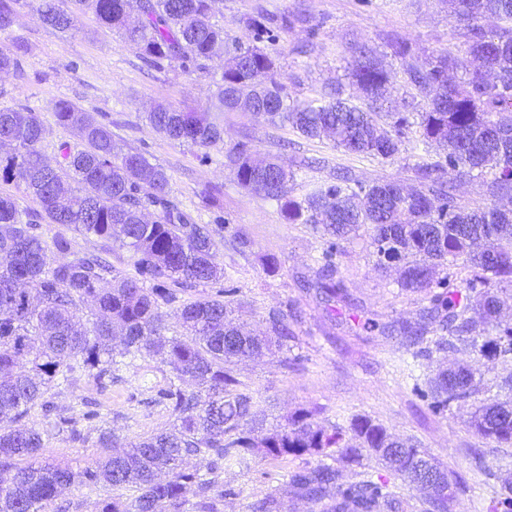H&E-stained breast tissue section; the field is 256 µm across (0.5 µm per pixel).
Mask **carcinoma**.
Here are the masks:
<instances>
[{
    "label": "carcinoma",
    "instance_id": "1",
    "mask_svg": "<svg viewBox=\"0 0 512 512\" xmlns=\"http://www.w3.org/2000/svg\"><path fill=\"white\" fill-rule=\"evenodd\" d=\"M215 0H0V30L11 26L19 7L36 5L42 21L60 33L71 29L75 9L92 12L99 24L136 46L149 61L167 60L187 68L225 53L214 103L203 112L159 104L147 113L149 124L171 141L199 148L224 142L218 113L251 112L272 124L290 125L307 139L328 136L347 153L388 159L399 151L411 122L400 112L382 113L390 72L366 44L351 47L352 84L365 106L341 97V91L298 102L287 86L268 80L274 58L257 46L273 30L286 32V15L262 12L248 18L254 43L232 42L226 48L224 28L212 22ZM468 20L463 37L466 56H433L404 70L405 82L430 95L419 127L425 140L443 147L437 159L414 167V185L406 189L386 180L363 182L342 171L336 182L303 200L289 196L290 172L278 161L254 166L244 147L231 158L238 183L276 202L290 224H311L328 243L324 263L309 286L325 302L346 305L348 288L333 261L340 242L367 227L384 272L400 268L397 284L420 292L427 305L421 322L396 328L413 356L430 359L440 353L476 354L489 363L512 357V321L498 314V293L512 288V211L499 201L512 198V0H449ZM139 13L130 28L127 16ZM499 20L495 30L479 23ZM27 51L17 40L0 50V72L21 74ZM463 68L457 84L449 73ZM53 115L58 125L76 131L79 143L59 147L55 167L46 170L40 150L45 125L24 107L0 109V132L14 134L10 151L0 152V180L13 183L39 209L14 195L0 196V470H15L0 483V512H45L60 491L75 481L96 486L134 488L129 502L114 499L100 512H188L198 497L202 512H216L215 502L239 495L219 480L225 467L247 469L268 458L329 454L363 466L372 459L387 474L367 471L345 478L326 463L290 475L299 497L324 504V512H405L395 481L420 494L425 512H450L454 494L430 484V475L446 473L411 439H401L367 416L345 428L319 425L302 408L267 424L258 418L254 397L240 389L234 365L264 356L295 339L294 311L273 309L265 331L253 335L230 315L237 303L235 288L179 302V294L216 284L224 277L217 260V229L194 224L169 198L170 175L137 151L115 141L112 131L75 103L59 99ZM392 119L381 124V116ZM483 179L487 202L464 205L456 183ZM160 209L153 221L143 208ZM60 224L116 243L133 253L135 274L123 276L95 254L71 260L51 258L40 221ZM463 260L471 274L436 276V268ZM95 313L82 316L81 305ZM180 303L183 333L168 334L161 308ZM437 333L427 338L429 332ZM157 357L176 379L187 376L194 388L175 383L160 392L171 406L174 430L128 443L102 436L104 447L121 448L82 471L38 465L44 442L34 427L20 422L35 405L55 410L45 395L57 377L79 360L97 380L112 375L123 359ZM480 384L467 365L446 368L428 379L424 396L431 410L443 415L457 403L476 399ZM469 426L484 439L512 445V399L479 405ZM196 457L211 478L183 466ZM32 463L15 468V461ZM490 512H512V483L490 506Z\"/></svg>",
    "mask_w": 512,
    "mask_h": 512
}]
</instances>
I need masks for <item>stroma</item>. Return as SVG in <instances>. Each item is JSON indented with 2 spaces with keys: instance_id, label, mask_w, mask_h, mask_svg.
<instances>
[{
  "instance_id": "stroma-1",
  "label": "stroma",
  "mask_w": 512,
  "mask_h": 512,
  "mask_svg": "<svg viewBox=\"0 0 512 512\" xmlns=\"http://www.w3.org/2000/svg\"><path fill=\"white\" fill-rule=\"evenodd\" d=\"M260 9L297 17L292 30L261 43L275 59L273 79L286 84L297 101L347 86L353 64L349 48L365 43L392 75L390 111H401L409 101L415 112H423L429 99L403 82L405 62L392 56L388 40L407 42L419 60L432 53L460 58L466 53L461 37L465 22L450 10L448 0H217L213 20L223 26L225 37L249 43L253 34L246 21ZM18 40L28 47L22 59L24 77L0 73V108L24 105L40 114L46 127L40 146L44 157L55 160L61 143L78 141L74 131L56 124L52 112L55 101L70 100L107 125L118 143L164 167L171 176V200L193 222L219 226L218 261L224 277L219 286L185 292L184 300L215 293L220 286L236 289L242 319L257 330L263 329L270 309L287 304L300 312L295 342L235 368L263 410L279 418L302 407L313 408L324 426L369 416L396 436L418 442L442 467L461 477L453 512H486L501 484L512 481V447H494L470 429L474 402L453 405L447 414L437 415L414 383L416 377L436 373L442 363H465L481 376L482 398L502 400L512 396V390L501 385L512 373V362L491 366L469 354L416 361L399 336L361 329L359 322L367 317L383 324L417 321L424 306L420 295L399 290L395 272L376 270L371 240L363 229L341 242L335 258L357 307L328 309L315 291L300 286L315 277L327 248L322 234L307 224L285 223L276 202L238 184L228 160L242 144L253 157L278 159L294 174L288 184L291 195L301 199L314 187L334 182L342 169L365 182L411 183L414 166L434 158L437 145L422 144L414 129L394 157L370 158L337 149L325 138H304L291 127L264 122L249 112L225 113L224 142L217 147L204 150L176 143L150 126L146 112L158 103L183 110L209 106L224 71L223 58L187 71L165 61L145 62L89 12L76 14L72 31L64 36L46 26L34 9L18 8L12 25L0 30V49ZM207 185L217 187V195H202ZM62 232L71 238L74 254L105 251L114 269L133 272L134 259L127 250L64 231L57 224L41 226L48 242ZM240 235L248 240L246 248L235 243ZM272 259L277 262L273 271L267 267ZM170 376L168 367L149 357L122 369L112 380L97 382L74 371L68 384L49 394L56 413L45 414L36 406L25 418L44 439L39 463L79 471L109 456V449L98 443L101 433L130 441L171 429L175 417L158 394ZM90 410L95 419L84 420V412ZM63 416L76 418L78 435L59 428ZM472 448L486 450L494 478L470 470ZM316 462L313 456L288 457L250 469H225L221 481L240 487L242 493L225 499L218 512H253L255 501L268 493L279 499L282 512H323L321 504L299 499L289 483L293 470ZM134 495L131 488L75 484L61 500L68 503V512H96L101 502L126 501Z\"/></svg>"
}]
</instances>
